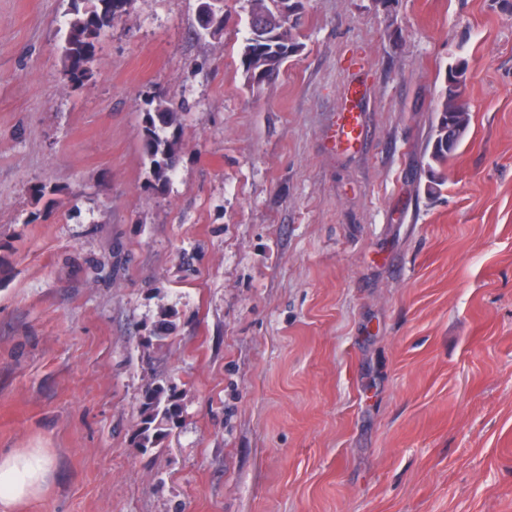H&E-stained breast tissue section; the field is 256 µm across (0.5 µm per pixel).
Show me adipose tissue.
<instances>
[{
	"label": "adipose tissue",
	"mask_w": 512,
	"mask_h": 512,
	"mask_svg": "<svg viewBox=\"0 0 512 512\" xmlns=\"http://www.w3.org/2000/svg\"><path fill=\"white\" fill-rule=\"evenodd\" d=\"M48 459L37 449L0 455V512H14L37 497L46 482Z\"/></svg>",
	"instance_id": "ef3b65f1"
}]
</instances>
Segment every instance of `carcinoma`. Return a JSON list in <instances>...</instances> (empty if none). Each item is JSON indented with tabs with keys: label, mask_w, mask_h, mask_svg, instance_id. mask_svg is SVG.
<instances>
[{
	"label": "carcinoma",
	"mask_w": 512,
	"mask_h": 512,
	"mask_svg": "<svg viewBox=\"0 0 512 512\" xmlns=\"http://www.w3.org/2000/svg\"><path fill=\"white\" fill-rule=\"evenodd\" d=\"M128 0H71L68 26L59 45L63 71L73 84H81L91 77L90 63L95 55L100 36L112 26L114 18L125 10ZM250 16L266 19L265 30L249 31L242 51L245 74L252 85H261L279 70L302 45L294 37L296 23L284 18V12L300 15L302 0H248ZM466 63L460 61L448 69V86L442 94L438 121L432 139V162L442 166L456 153L466 130L448 137V123L467 121L469 104L464 94ZM180 109L160 102L144 113L143 151L150 162V171L156 185L165 187L170 181L169 161L175 157L177 141L165 136V130L178 121ZM182 414L181 399L168 383L155 381L144 392L141 405L139 447L153 448L160 444L171 426Z\"/></svg>",
	"instance_id": "1"
}]
</instances>
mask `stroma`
<instances>
[{"mask_svg":"<svg viewBox=\"0 0 512 512\" xmlns=\"http://www.w3.org/2000/svg\"><path fill=\"white\" fill-rule=\"evenodd\" d=\"M199 3L128 0L75 85L71 0H0V454L49 460L18 512H512V8L303 0L302 51L253 89L248 0L213 35ZM156 379L183 413L145 451ZM466 63L459 61L448 69V86L442 94L438 109V121L434 127L432 152L430 159L439 166L448 162V158L456 153L467 130L469 104L464 94V74ZM463 121V128L455 131L454 138L448 137V122L456 125ZM180 109L160 102L153 112L144 113L143 151L150 162L156 185L164 188L170 181L169 161L175 157L177 141L164 135L178 121ZM363 137V128L356 113L343 114L341 121L330 135L332 145L336 148H353Z\"/></svg>","mask_w":512,"mask_h":512,"instance_id":"35a3bbf8","label":"stroma"}]
</instances>
